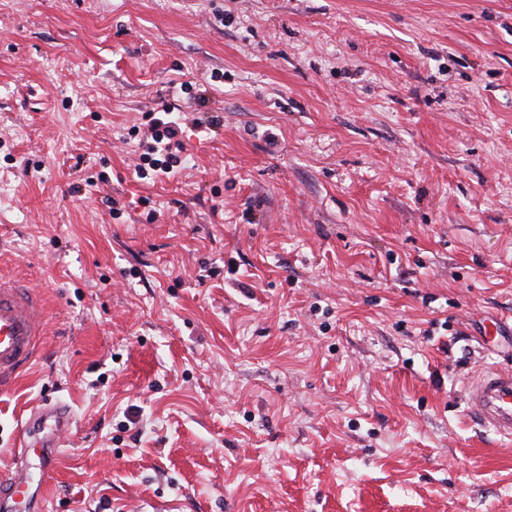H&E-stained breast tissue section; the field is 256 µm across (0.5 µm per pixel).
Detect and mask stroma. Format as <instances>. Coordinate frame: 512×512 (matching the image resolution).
Wrapping results in <instances>:
<instances>
[{"label":"stroma","instance_id":"35a3bbf8","mask_svg":"<svg viewBox=\"0 0 512 512\" xmlns=\"http://www.w3.org/2000/svg\"><path fill=\"white\" fill-rule=\"evenodd\" d=\"M1 274L0 473L72 417L40 512H512L462 396L512 372V0H0ZM157 112V113H156ZM159 114L169 115L170 109L163 105L161 109L153 110L146 115L148 126L151 130L152 142L146 146V152H143L144 166H140L137 175L140 179L148 178L149 170L163 173H176L183 163L182 153L184 144L179 139L180 128L176 122L167 120L164 117H157ZM159 156L162 159L155 158ZM148 165V168L145 166ZM42 319L40 298L13 278L1 275L0 384L34 359Z\"/></svg>","mask_w":512,"mask_h":512}]
</instances>
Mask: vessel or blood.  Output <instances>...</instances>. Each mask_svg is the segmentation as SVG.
<instances>
[{"mask_svg": "<svg viewBox=\"0 0 512 512\" xmlns=\"http://www.w3.org/2000/svg\"><path fill=\"white\" fill-rule=\"evenodd\" d=\"M43 308L38 296L16 280L0 277V383L14 377L29 365L42 332ZM464 394L468 414L476 423L512 436V373L489 369L466 379ZM71 424L68 411L45 405L29 417L19 440L12 471L0 474V512H13L23 502L29 512H37L38 502L54 477L46 468L37 483H30L24 466L30 452L48 458L63 445Z\"/></svg>", "mask_w": 512, "mask_h": 512, "instance_id": "obj_1", "label": "vessel or blood"}]
</instances>
